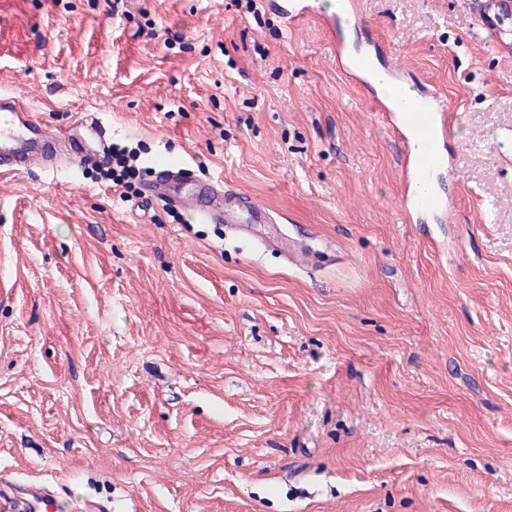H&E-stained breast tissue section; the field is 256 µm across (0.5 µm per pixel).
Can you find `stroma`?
Listing matches in <instances>:
<instances>
[{
	"mask_svg": "<svg viewBox=\"0 0 512 512\" xmlns=\"http://www.w3.org/2000/svg\"><path fill=\"white\" fill-rule=\"evenodd\" d=\"M278 0H0V98L87 114L317 251L186 222L91 167L0 175V476L98 512H512V51L468 0H358L448 113L443 224ZM263 245L268 248H276L285 252L290 262L295 263H306L308 257V251L305 246L298 242L288 241L287 249L284 248L282 241L278 237L264 234L260 237Z\"/></svg>",
	"mask_w": 512,
	"mask_h": 512,
	"instance_id": "1",
	"label": "stroma"
}]
</instances>
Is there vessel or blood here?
Returning a JSON list of instances; mask_svg holds the SVG:
<instances>
[{
    "mask_svg": "<svg viewBox=\"0 0 512 512\" xmlns=\"http://www.w3.org/2000/svg\"><path fill=\"white\" fill-rule=\"evenodd\" d=\"M338 69L350 80L370 86L369 63L377 61L375 51L351 53L339 45L334 49ZM0 119V169L26 173L35 169L57 170L62 166L89 165L99 161L108 149L111 128L95 115H87L80 131H53L37 122L22 103L7 101ZM379 117L388 130L404 144L402 157L405 213L420 224H440L448 215V198L434 190L432 182L448 166L446 142L448 118L443 107L426 94L410 97L409 105L397 109L379 101ZM157 176L147 187L148 198L189 214L202 224H233L244 233L255 225L272 223L269 210L258 200L230 187L221 179H203L185 162L163 158L156 164ZM263 245L284 249L287 258L306 263L308 251L298 242L289 244L262 235ZM56 503L39 486L29 487L24 498L0 495V512H55Z\"/></svg>",
    "mask_w": 512,
    "mask_h": 512,
    "instance_id": "vessel-or-blood-1",
    "label": "vessel or blood"
}]
</instances>
